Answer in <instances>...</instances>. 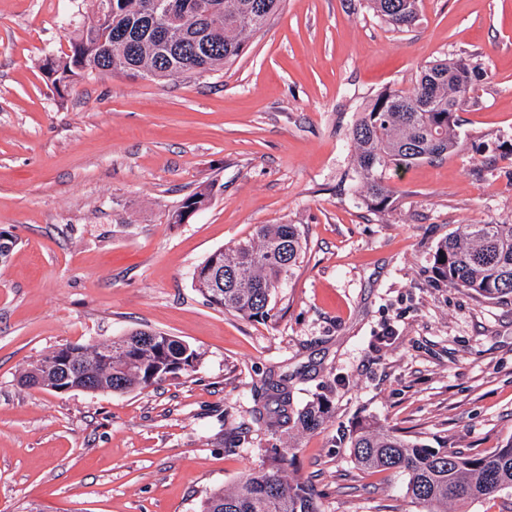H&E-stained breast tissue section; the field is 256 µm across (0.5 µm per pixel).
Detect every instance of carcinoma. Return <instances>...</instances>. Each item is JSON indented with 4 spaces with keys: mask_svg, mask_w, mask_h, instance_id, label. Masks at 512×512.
Returning <instances> with one entry per match:
<instances>
[{
    "mask_svg": "<svg viewBox=\"0 0 512 512\" xmlns=\"http://www.w3.org/2000/svg\"><path fill=\"white\" fill-rule=\"evenodd\" d=\"M112 17L97 19L70 39L71 53L49 59L55 87H68L94 68L112 73L143 70L154 78L200 75L241 55L250 37L282 7L283 0H190L192 24H174L166 41L150 32L149 0H111ZM370 9L397 32L419 20L420 0H368ZM137 35L135 49L116 43L117 34ZM483 76L469 58L440 59L425 66L410 91L385 90L359 114L352 129L356 193L360 202L383 212L394 204L393 175L418 162L454 152L461 143L458 113L478 98ZM303 253L295 224H262L256 233L217 250L224 263L203 262L193 279L210 305L249 320H264L274 294L290 279ZM436 283L476 297L512 300V224H465L442 239L431 266ZM224 287H219V279ZM74 362L96 376V390L127 392L159 385L194 368L200 353L160 331L136 330L107 342L70 344ZM58 351L26 369L28 386L57 388ZM266 402L288 400L281 384L264 382ZM327 399L318 397L294 415L270 416V430L284 426L313 432L329 418ZM364 469L404 477L405 493L422 512H448V503H472L512 488V441L489 455H465L409 439L375 422L356 425L345 436ZM286 454L273 449L272 463L247 471L231 489L214 492L203 512H320L314 487L288 473Z\"/></svg>",
    "mask_w": 512,
    "mask_h": 512,
    "instance_id": "obj_1",
    "label": "carcinoma"
}]
</instances>
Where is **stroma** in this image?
Returning <instances> with one entry per match:
<instances>
[{
  "label": "stroma",
  "instance_id": "1",
  "mask_svg": "<svg viewBox=\"0 0 512 512\" xmlns=\"http://www.w3.org/2000/svg\"><path fill=\"white\" fill-rule=\"evenodd\" d=\"M94 0H0V512H202L287 451L321 512H419L401 476L359 468L342 438L362 419L480 455L512 440V301L434 284L437 243L463 224H512V0H421L395 32L366 0H284L235 61L201 76L94 73L56 92ZM488 72L461 144L394 177L393 209L354 196L350 133L422 67ZM489 149L473 164V145ZM186 224L168 214L200 187ZM263 224L298 225L300 266L267 319L206 304L213 251ZM156 330L202 353L194 369L125 393L22 384L68 344ZM328 423L271 432L263 379Z\"/></svg>",
  "mask_w": 512,
  "mask_h": 512
}]
</instances>
